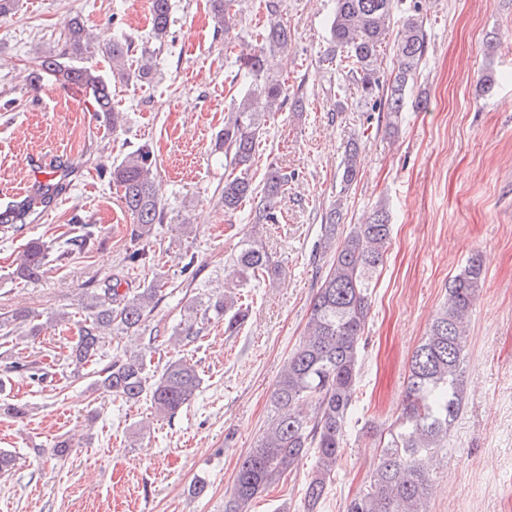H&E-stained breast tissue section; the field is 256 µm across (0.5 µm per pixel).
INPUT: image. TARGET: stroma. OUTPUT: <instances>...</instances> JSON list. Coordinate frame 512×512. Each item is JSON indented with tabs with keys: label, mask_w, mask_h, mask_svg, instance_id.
<instances>
[{
	"label": "stroma",
	"mask_w": 512,
	"mask_h": 512,
	"mask_svg": "<svg viewBox=\"0 0 512 512\" xmlns=\"http://www.w3.org/2000/svg\"><path fill=\"white\" fill-rule=\"evenodd\" d=\"M234 8L235 30L224 36L213 30L208 0H172L161 43L150 31L149 0H19L0 15V190L33 192L34 155L71 167L65 194L19 231L0 232V314L26 308L44 320L70 318L34 340L14 336L0 350L5 392L28 406L22 421L0 418V450L17 457L0 477V512H224V494L270 419L276 380L330 268L332 254L318 243L338 199L337 239L381 203L391 235L365 327L358 400L321 512H342L368 484L379 445L369 429L387 430L397 418L412 353L449 280L475 254L485 279L466 347L465 404L447 448L429 463L427 512H512V0H400L396 17L415 10L424 17L428 51L393 128L386 113L365 107L343 71L318 63L334 0H284L291 44L278 68L303 101L268 118L253 166L258 180L272 162L293 175L276 224L254 223L247 204L225 214L218 202L224 158L215 138L231 99L248 86L236 64L239 37L265 20L262 0H236ZM77 15L97 45L119 34L157 56L148 84L112 75L102 55L84 57L109 77L121 128L94 112L85 92L49 78L35 88L26 79L39 56L63 50L65 27ZM353 142L359 175L345 191L340 164ZM144 143L154 150L167 219L155 227L154 261L131 270L132 219L110 170ZM75 214L96 225L95 247L50 261L38 280L17 279L26 243L71 231ZM255 240L279 272L242 288L249 312L240 330L230 335L209 322L194 342L169 344L188 303L222 293L225 266ZM190 254L199 270L193 279L183 271ZM114 276L132 290L166 283L146 323L160 335L151 368L182 358L202 377L172 417H155L148 400L94 390L92 375L64 371L82 295ZM18 360L39 363L46 379L16 372ZM61 435L75 444L64 461L50 452ZM308 470L301 464L273 484L251 512H304ZM200 479L206 492L191 495Z\"/></svg>",
	"instance_id": "stroma-1"
}]
</instances>
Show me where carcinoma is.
<instances>
[{
	"label": "carcinoma",
	"instance_id": "1",
	"mask_svg": "<svg viewBox=\"0 0 512 512\" xmlns=\"http://www.w3.org/2000/svg\"><path fill=\"white\" fill-rule=\"evenodd\" d=\"M216 32L229 33L234 0H210ZM151 31L162 40L170 28L171 0H150ZM395 0H335L330 20L329 47L319 62L344 66L346 75L361 88L370 108L398 117L406 93L417 76L426 54L428 35L424 18L407 15L394 26ZM267 24L261 38L252 44L241 40L236 58L238 70L249 80L247 92L224 114V129L216 136L214 150L224 153L236 174L224 179L218 203L224 213L237 211L250 199L260 198L255 213L260 224L278 222L276 203L288 189V173L270 163L262 186L253 183L252 166L263 135L262 119L288 102V85L274 71L273 61L288 49V29L283 0H265ZM396 31L393 50L397 72L389 91L380 93L383 45ZM93 48L87 23L74 17L68 27L66 48L59 55L45 56L29 80L39 83L52 77L66 87L76 86L92 96L94 111L112 114V130L120 124V112L112 104L110 85L95 71L78 66L67 57ZM102 53L121 77L133 71L143 82L152 80L153 56L141 54L132 67L131 43L116 37ZM357 148L346 155L341 190L346 191L358 175ZM153 151L144 144L125 155L112 167V182L121 191L124 208L133 217L128 264L134 266L149 255L148 241L155 225L164 223L167 212L154 188ZM50 178L36 192L0 209V228L20 230L37 211L49 206L66 188V166L56 165ZM342 199L326 214L320 246L335 248L333 262L310 303L307 332L288 356L271 395V416L261 438L239 463L233 486L225 495L224 512H249L252 502L294 471L312 454L315 463L304 485L306 512H317L332 480L338 452L343 447L350 412L355 405L360 370V343L371 311L374 275L383 264L391 234L386 205L376 206L360 224L351 226L341 243H336V219ZM74 235L56 245L32 240L23 251L16 270L27 281L41 275L51 251L65 258L88 249L96 226L75 215ZM276 272L263 247L251 245L233 258L232 278L240 286ZM484 284L482 259L470 258L464 269L448 284V298L437 310L426 336L415 349L407 385L397 417L379 463L369 484L350 498L344 512H426L432 485L424 468L427 456L448 446V431L464 407V364L467 331L472 310ZM166 296L165 283L157 281L135 292H119L118 285L85 292L83 318L69 355L73 374L79 376L88 365L101 360L100 333L113 329L136 334ZM202 319L224 321V331L233 333L246 317L236 294L228 289L208 302ZM28 335H39L42 325L26 310L0 317V338L8 339L22 326ZM152 350L118 358L94 371L93 386L127 402L150 400L153 408L173 416L198 391L202 378L195 367L183 360L168 362L156 377L148 376L147 357Z\"/></svg>",
	"mask_w": 512,
	"mask_h": 512
}]
</instances>
